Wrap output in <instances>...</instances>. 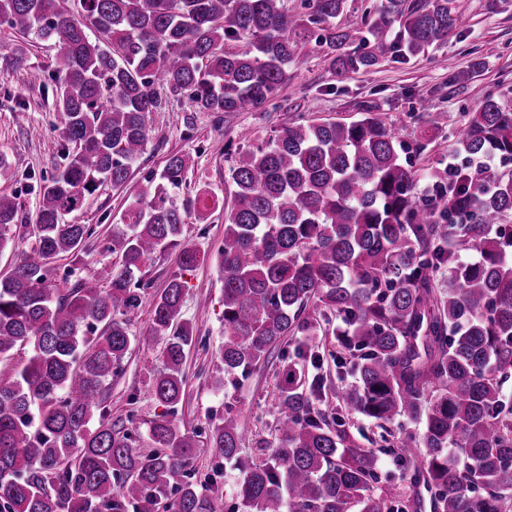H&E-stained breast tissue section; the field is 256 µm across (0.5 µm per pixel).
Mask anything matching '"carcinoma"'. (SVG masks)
<instances>
[{
  "instance_id": "obj_1",
  "label": "carcinoma",
  "mask_w": 512,
  "mask_h": 512,
  "mask_svg": "<svg viewBox=\"0 0 512 512\" xmlns=\"http://www.w3.org/2000/svg\"><path fill=\"white\" fill-rule=\"evenodd\" d=\"M0 0V27L58 46L48 78L65 120V163L36 179L34 224L0 195V250L17 234L35 245L0 278V505L7 512H217L220 470L191 473L194 437L162 415L156 448H135L115 429L103 391L131 343L165 340L154 397L182 399L185 354L198 345L182 320L179 274L151 295L150 329L130 337L150 282L147 261L179 249L188 208L172 192L193 165L173 153L132 198L105 250L121 262L75 275L93 235L63 217L99 187L127 185L169 103L198 112H252L277 96L306 62L290 33L327 49L337 78L407 62L447 42L453 0H379L364 9L354 42L336 23L349 0ZM0 46V69L25 60ZM427 135L386 123L372 106L357 119L291 121L260 146L235 152L225 183L224 241L214 258L224 281V345L211 384L247 377L278 360L276 443L268 457L239 458L245 433L226 410L208 424L218 459L241 467L243 512H404L375 493L377 454L346 445L342 413L322 407L330 390L310 337H336L334 358L353 360L358 384L336 395L380 427L403 416L423 426L387 452L413 467L433 512H512V170L475 169L489 148L512 159V104L487 96L464 116L454 152L467 164L419 188L415 159ZM71 259L55 284L56 263ZM339 320L343 327L327 329ZM294 342L293 352L281 348ZM95 426H90L93 415Z\"/></svg>"
}]
</instances>
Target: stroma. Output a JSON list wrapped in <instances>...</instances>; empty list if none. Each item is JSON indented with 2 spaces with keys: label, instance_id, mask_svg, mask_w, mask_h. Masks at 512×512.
I'll return each mask as SVG.
<instances>
[{
  "label": "stroma",
  "instance_id": "1",
  "mask_svg": "<svg viewBox=\"0 0 512 512\" xmlns=\"http://www.w3.org/2000/svg\"><path fill=\"white\" fill-rule=\"evenodd\" d=\"M454 7L458 23L447 44L407 63L387 62L371 73L342 80L330 70L324 48L297 34L308 60L289 74L272 104L255 112L218 116L195 111L186 99L172 102L156 125L129 186L104 184L81 211L68 215V223L88 224L94 230L79 271L80 276L91 277L102 265L115 262V255L104 252L102 245L128 205L131 190L142 186L146 177L159 175L167 155L186 153L194 161L185 184L175 192L178 204L188 205L202 190L213 198L206 217H190L185 226L186 242L205 258L184 275L188 288L181 314L197 332L200 343L186 357L185 392L174 416L180 428L197 436L193 460L197 478L218 466L205 435L210 419L223 414L225 406H233L240 414L247 436L244 460H262L256 440L276 437L274 367L221 391L210 383L217 352L224 343V283L210 256L224 240V178L232 164L231 150L248 138L256 143L266 140L276 128L300 116L353 120L367 104L387 118L404 117L410 128L419 131L425 128L427 112L441 113L443 128L434 134L419 165L447 168L453 145L450 133L461 124L464 113L490 95L512 99V0H455ZM55 54L50 43L32 40L23 65L0 73V152L11 164L9 176L0 179V192L18 196L27 224L33 223L37 208L31 175H50L63 161V116L54 110L55 91L48 79ZM163 350L160 342L149 347L132 345L103 394L113 420L133 422L137 446L145 453L154 447L148 423L164 411L150 385L153 370L163 365Z\"/></svg>",
  "mask_w": 512,
  "mask_h": 512
}]
</instances>
